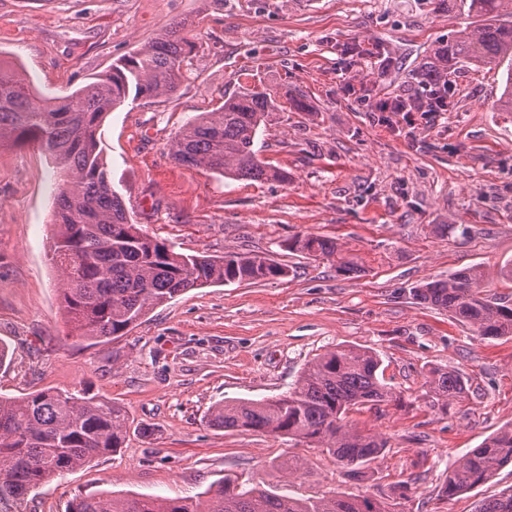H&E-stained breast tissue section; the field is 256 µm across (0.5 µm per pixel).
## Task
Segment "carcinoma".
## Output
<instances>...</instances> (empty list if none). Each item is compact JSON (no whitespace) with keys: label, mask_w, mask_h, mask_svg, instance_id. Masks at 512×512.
Returning a JSON list of instances; mask_svg holds the SVG:
<instances>
[{"label":"carcinoma","mask_w":512,"mask_h":512,"mask_svg":"<svg viewBox=\"0 0 512 512\" xmlns=\"http://www.w3.org/2000/svg\"><path fill=\"white\" fill-rule=\"evenodd\" d=\"M481 24L437 42L414 73L422 86L436 87L459 66H506L500 110L512 112V0H460ZM191 24L180 20L159 37L118 59L112 71L61 98L37 96L26 79L0 67V148L34 144L56 165L57 194L52 260L62 276L64 312L77 336L106 342L126 335L154 308L215 283L279 280L286 266L260 254L222 256L175 252L130 222L121 195L110 188L98 130L104 116L130 97L173 94L185 59L194 51ZM274 93L244 88L224 104L187 122L172 141L180 165L231 180L288 182L253 150L265 114L275 110ZM290 252L336 259L343 273L358 268L338 243L314 234L285 243ZM479 267L424 282L413 296L448 312L483 338L512 336V300L484 294ZM382 360L369 349L338 346L317 355L292 387L271 400H230L216 405L213 425L262 432L321 448L361 480L387 448L381 434L347 421L353 409L372 410L393 399L380 373ZM428 384L443 407L461 400L468 380L459 372L433 368ZM128 417L111 401L83 390L36 391L21 399L0 396V503L21 501L50 480L122 447ZM512 463V424L485 438L448 472L444 493L452 496L489 481ZM68 512H391L367 496L293 498L231 478L194 498L77 496ZM479 512H512V493L482 504Z\"/></svg>","instance_id":"cac0c4a2"}]
</instances>
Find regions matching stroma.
Masks as SVG:
<instances>
[{"instance_id": "obj_1", "label": "stroma", "mask_w": 512, "mask_h": 512, "mask_svg": "<svg viewBox=\"0 0 512 512\" xmlns=\"http://www.w3.org/2000/svg\"><path fill=\"white\" fill-rule=\"evenodd\" d=\"M188 19L197 44L178 90L106 114L103 160L133 223L184 255L260 253L286 278L213 284L154 308L106 343L68 333L50 261L55 168L35 146L0 149V395L87 389L122 406V448L33 490L0 512H66L78 495L193 497L224 476L300 497L367 495L393 512H476L512 493V464L446 497L448 470L512 424V337L480 338L419 303L416 285L482 267L486 291L512 261V112L495 103L499 69L464 67L448 109L425 112L410 75L437 41L478 18L424 0H0V66L63 97L118 58ZM279 93L254 142L287 182L227 180L177 165L179 129L254 83ZM400 96L410 120L376 111ZM307 111H297L295 99ZM313 233L359 268L284 249ZM377 352L401 402L350 413L381 433L385 455L349 479L328 454L270 434L214 426L216 404L271 399L336 345ZM468 379L440 411L431 369ZM299 457L288 475L280 464Z\"/></svg>"}]
</instances>
